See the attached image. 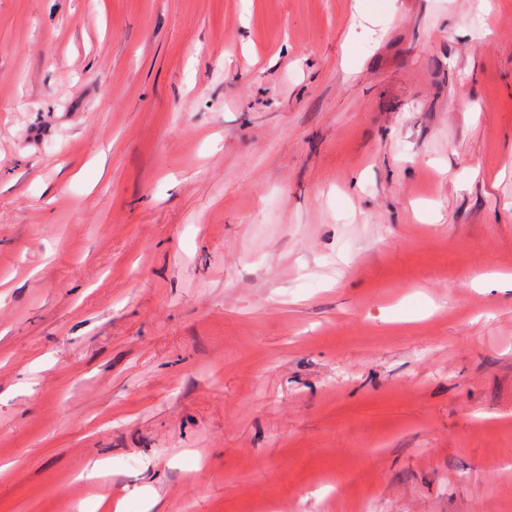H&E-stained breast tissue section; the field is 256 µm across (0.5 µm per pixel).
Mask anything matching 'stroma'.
I'll use <instances>...</instances> for the list:
<instances>
[{
	"label": "stroma",
	"mask_w": 512,
	"mask_h": 512,
	"mask_svg": "<svg viewBox=\"0 0 512 512\" xmlns=\"http://www.w3.org/2000/svg\"><path fill=\"white\" fill-rule=\"evenodd\" d=\"M282 506L512 512V0H0V512Z\"/></svg>",
	"instance_id": "1"
}]
</instances>
